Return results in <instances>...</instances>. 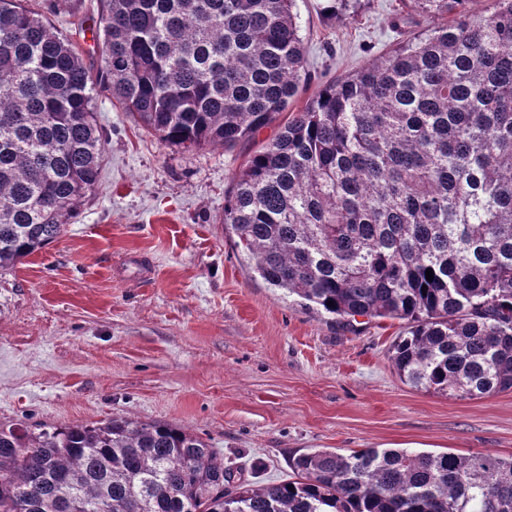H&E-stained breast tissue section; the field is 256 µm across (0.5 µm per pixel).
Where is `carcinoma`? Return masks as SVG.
Here are the masks:
<instances>
[{
    "label": "carcinoma",
    "instance_id": "carcinoma-1",
    "mask_svg": "<svg viewBox=\"0 0 512 512\" xmlns=\"http://www.w3.org/2000/svg\"><path fill=\"white\" fill-rule=\"evenodd\" d=\"M292 2L105 0L94 73L24 0H0V269L54 242L97 183L96 84L184 150L274 122L305 73ZM467 2L402 0L452 22L325 85L224 200L269 287L333 323L406 321L399 376L461 397L512 390V0L477 18ZM291 467L232 485L166 422L0 428V512H61L62 495L71 512H512V457L325 449Z\"/></svg>",
    "mask_w": 512,
    "mask_h": 512
}]
</instances>
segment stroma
Segmentation results:
<instances>
[{"label":"stroma","instance_id":"obj_1","mask_svg":"<svg viewBox=\"0 0 512 512\" xmlns=\"http://www.w3.org/2000/svg\"><path fill=\"white\" fill-rule=\"evenodd\" d=\"M29 8L104 64L102 0ZM328 0H294L307 84L367 67L399 41L400 0H361L328 18ZM100 176L61 236L0 270V426H94L115 417L202 436L250 483L293 479V457L384 445L512 457V391L427 392L401 379L399 320L346 328L268 288L225 234L224 197L277 125L231 149L163 145L103 87Z\"/></svg>","mask_w":512,"mask_h":512}]
</instances>
